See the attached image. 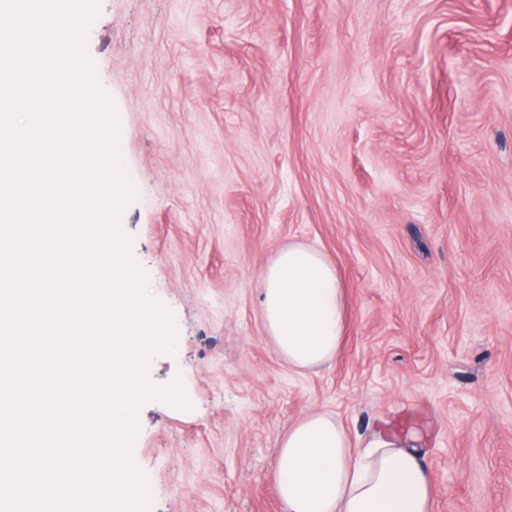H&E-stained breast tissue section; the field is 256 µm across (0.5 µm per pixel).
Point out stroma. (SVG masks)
I'll return each mask as SVG.
<instances>
[{
  "mask_svg": "<svg viewBox=\"0 0 512 512\" xmlns=\"http://www.w3.org/2000/svg\"><path fill=\"white\" fill-rule=\"evenodd\" d=\"M85 52L134 190L119 227L177 351L131 445L152 512H284L311 411L413 436L433 512H512V0H97ZM333 265L346 330L298 372L262 272Z\"/></svg>",
  "mask_w": 512,
  "mask_h": 512,
  "instance_id": "stroma-1",
  "label": "stroma"
}]
</instances>
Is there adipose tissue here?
Here are the masks:
<instances>
[{
	"mask_svg": "<svg viewBox=\"0 0 512 512\" xmlns=\"http://www.w3.org/2000/svg\"><path fill=\"white\" fill-rule=\"evenodd\" d=\"M262 319L277 350L296 370L337 355L345 299L337 270L314 248L277 251L262 273ZM353 449L346 427L314 411L279 441L275 478L287 512H432L431 471L408 438L377 435Z\"/></svg>",
	"mask_w": 512,
	"mask_h": 512,
	"instance_id": "1",
	"label": "adipose tissue"
}]
</instances>
